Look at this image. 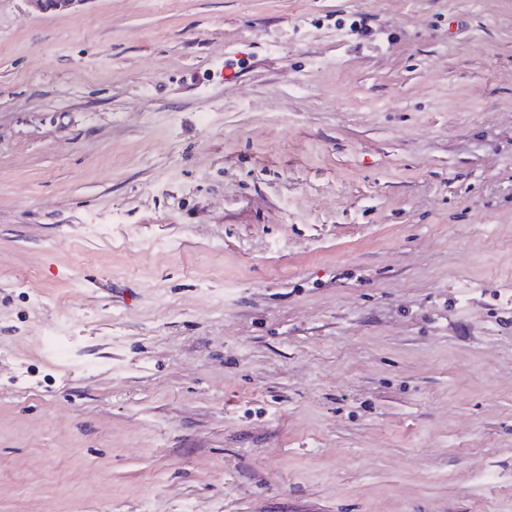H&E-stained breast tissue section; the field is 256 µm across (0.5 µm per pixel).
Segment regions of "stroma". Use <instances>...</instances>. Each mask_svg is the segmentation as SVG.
I'll return each instance as SVG.
<instances>
[{
    "label": "stroma",
    "instance_id": "35a3bbf8",
    "mask_svg": "<svg viewBox=\"0 0 512 512\" xmlns=\"http://www.w3.org/2000/svg\"><path fill=\"white\" fill-rule=\"evenodd\" d=\"M0 512H512V0H0Z\"/></svg>",
    "mask_w": 512,
    "mask_h": 512
}]
</instances>
